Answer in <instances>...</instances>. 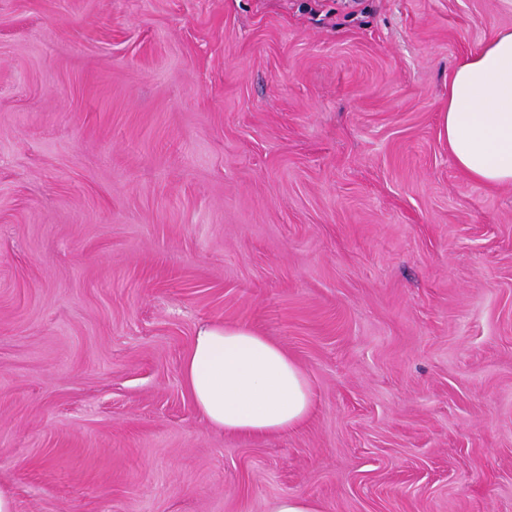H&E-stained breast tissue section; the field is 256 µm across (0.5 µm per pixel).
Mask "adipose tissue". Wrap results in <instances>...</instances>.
Listing matches in <instances>:
<instances>
[{
  "label": "adipose tissue",
  "instance_id": "1",
  "mask_svg": "<svg viewBox=\"0 0 512 512\" xmlns=\"http://www.w3.org/2000/svg\"><path fill=\"white\" fill-rule=\"evenodd\" d=\"M440 135L471 180L512 183V30L495 33L451 70ZM182 374L199 411L228 432H281L300 424L312 407L295 360L247 325L200 326Z\"/></svg>",
  "mask_w": 512,
  "mask_h": 512
}]
</instances>
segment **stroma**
I'll list each match as a JSON object with an SVG mask.
<instances>
[{
    "instance_id": "1",
    "label": "stroma",
    "mask_w": 512,
    "mask_h": 512,
    "mask_svg": "<svg viewBox=\"0 0 512 512\" xmlns=\"http://www.w3.org/2000/svg\"><path fill=\"white\" fill-rule=\"evenodd\" d=\"M512 0H0V489L14 512H512V184L440 136ZM245 324L313 410L212 428ZM193 403L217 429L265 436L297 426L312 407L303 372L247 325H201L182 365Z\"/></svg>"
}]
</instances>
